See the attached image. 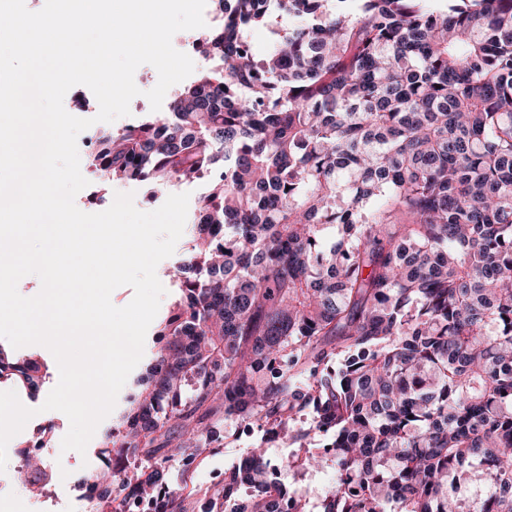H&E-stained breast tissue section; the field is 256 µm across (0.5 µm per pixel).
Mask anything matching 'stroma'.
Masks as SVG:
<instances>
[{
  "instance_id": "1",
  "label": "stroma",
  "mask_w": 512,
  "mask_h": 512,
  "mask_svg": "<svg viewBox=\"0 0 512 512\" xmlns=\"http://www.w3.org/2000/svg\"><path fill=\"white\" fill-rule=\"evenodd\" d=\"M136 86L140 90L139 96L130 103L129 116L103 125L95 122L94 117L98 112L97 107L88 110L75 108L72 104V96H65L64 107L71 110L74 116L93 119L91 133H99L106 130L112 133L122 131L127 126L136 125L147 120L152 115L150 104L145 96L146 91L151 90L158 81L156 69L148 64L140 66L134 75ZM130 192L134 195L135 206L142 211H152L159 208L163 197L153 196L150 187L144 182H120L113 184L110 193H102L97 181H90L89 185L80 191L75 197L76 206L86 213H97L106 210L113 202L115 193ZM186 239H179L175 254L162 260L158 266V273L163 274L175 263L177 256L183 255L186 249ZM166 289L157 314V322L151 323L144 344V354L131 372L132 380L145 374L148 365L152 362L161 342L157 336L159 320L165 319L173 301L180 293L176 279L165 278L162 281ZM25 353L38 355L48 366L47 376L37 392L18 390L20 401L29 408L36 409L37 414L29 420L24 429L15 435L7 446V467L0 473V512H71V505L84 498V480L93 474L102 464L99 449L104 432L108 431L116 423L119 416L128 406V397L132 392L131 382L124 385L120 391L116 405L112 412L99 424L85 452L74 450L62 451L61 440L69 430V420L59 411H42L49 392L59 380V370L52 353L41 345H28ZM51 431V445L53 451L48 459L43 462L44 467L55 473V480L51 481L42 495L32 496L22 484L19 472L23 465V458L19 455V448L27 441L35 439L43 429ZM259 436L258 430H238L234 422L224 424V437L218 442L211 455L205 459L194 471L193 479L200 487H208L223 482L224 471L234 464L246 448H249Z\"/></svg>"
}]
</instances>
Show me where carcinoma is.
<instances>
[{
    "label": "carcinoma",
    "mask_w": 512,
    "mask_h": 512,
    "mask_svg": "<svg viewBox=\"0 0 512 512\" xmlns=\"http://www.w3.org/2000/svg\"><path fill=\"white\" fill-rule=\"evenodd\" d=\"M217 2L212 66L92 157L105 189L211 181L96 512H194L168 465L230 419L262 441L204 512H310L276 441L290 471L336 468L316 512H512V0ZM46 372L0 346V382ZM21 456L39 495L54 475Z\"/></svg>",
    "instance_id": "obj_1"
}]
</instances>
